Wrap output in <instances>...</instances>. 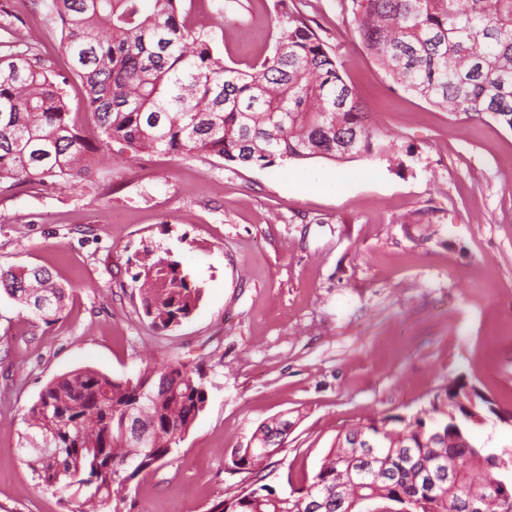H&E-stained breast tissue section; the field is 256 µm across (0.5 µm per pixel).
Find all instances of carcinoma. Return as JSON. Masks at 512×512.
I'll list each match as a JSON object with an SVG mask.
<instances>
[{
  "mask_svg": "<svg viewBox=\"0 0 512 512\" xmlns=\"http://www.w3.org/2000/svg\"><path fill=\"white\" fill-rule=\"evenodd\" d=\"M69 59L65 69L16 51L12 14L0 9V195L59 182L81 188L95 150L71 118L68 87L80 80L99 142H117L129 159L145 154L217 156L243 166L325 157L371 156L380 133L341 74L336 55L307 20L281 0L288 33L270 54L242 69L224 62L204 29L181 12V0H50ZM353 23L371 58L404 91L449 113L489 115L512 128V0H351ZM141 308L168 331L196 310L202 288L166 251L135 260ZM0 290L47 326L70 293L45 266H0ZM208 399L198 367L176 364L157 375L115 379L80 368L53 378L24 415L21 450L35 480L69 512H124L129 484L174 452ZM488 412L502 423L512 409L455 380L415 413L385 415L360 426L386 441L384 459L361 484L364 465L354 429L336 436L319 469L279 494L264 483L263 448L290 425L280 416L257 428L234 453L248 471L238 493L207 512H307L314 494L322 512H460L458 494L483 501V512H512V448H487L470 429ZM141 415L144 440L123 433L126 414ZM455 470L458 487L441 468ZM475 469L486 472L476 483Z\"/></svg>",
  "mask_w": 512,
  "mask_h": 512,
  "instance_id": "cac0c4a2",
  "label": "carcinoma"
}]
</instances>
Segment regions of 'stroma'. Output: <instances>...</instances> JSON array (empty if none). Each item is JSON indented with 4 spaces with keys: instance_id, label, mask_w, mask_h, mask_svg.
<instances>
[{
    "instance_id": "stroma-1",
    "label": "stroma",
    "mask_w": 512,
    "mask_h": 512,
    "mask_svg": "<svg viewBox=\"0 0 512 512\" xmlns=\"http://www.w3.org/2000/svg\"><path fill=\"white\" fill-rule=\"evenodd\" d=\"M338 60L384 149L351 161L240 166L215 156L128 162L93 155L81 189L0 196V265H45L74 289L52 326L0 293V512H66L20 457L24 410L78 368L136 377L202 366L208 401L168 462L131 484L130 512H207L242 476L235 449L287 414L266 462L286 492L336 435L409 415L461 379L512 409V127L435 107L391 83L367 54L350 0H293ZM25 40L62 63L47 0H0ZM225 62L269 54L288 24L278 0H183ZM351 179L303 188L297 176ZM167 250L202 287L168 332L140 315L132 281L144 246Z\"/></svg>"
}]
</instances>
